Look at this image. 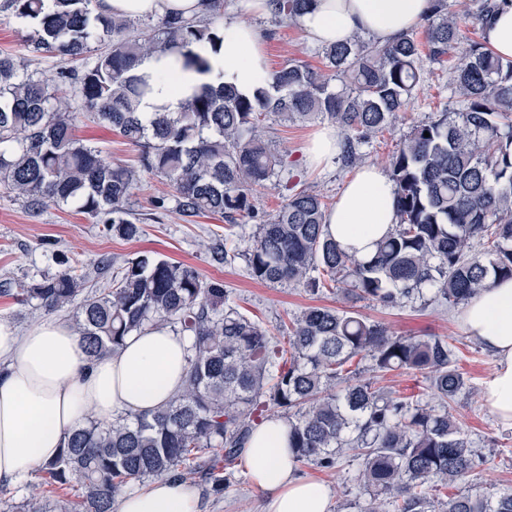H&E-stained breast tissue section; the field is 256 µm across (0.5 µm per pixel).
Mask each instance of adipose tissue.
<instances>
[{
	"instance_id": "adipose-tissue-1",
	"label": "adipose tissue",
	"mask_w": 512,
	"mask_h": 512,
	"mask_svg": "<svg viewBox=\"0 0 512 512\" xmlns=\"http://www.w3.org/2000/svg\"><path fill=\"white\" fill-rule=\"evenodd\" d=\"M241 17L224 21V40L195 43L201 70L183 66L180 53L156 51L137 70L151 94L143 112H177L202 86H234L250 95L268 87L271 72L263 42L250 17L270 14L269 0H239ZM430 0H312L297 18L318 46L364 33L384 42L418 26ZM97 13L131 19L167 15L199 18L203 0H97ZM394 188L387 173L363 165L325 217L328 232L347 253L371 257L376 242L395 224ZM461 321L494 357L482 399L496 416L512 423V279L497 280L465 305ZM186 338L166 327L127 336L114 353L87 356L69 323L48 317L20 334L0 320V484L29 483L36 470L56 456L66 436L88 419L110 422L165 404L183 387ZM241 459L252 485L264 493L266 512H330V490L314 477L296 474L288 429L271 419L254 429ZM200 492L189 482L160 479L116 498L117 512H200Z\"/></svg>"
}]
</instances>
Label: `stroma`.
<instances>
[{"mask_svg":"<svg viewBox=\"0 0 512 512\" xmlns=\"http://www.w3.org/2000/svg\"><path fill=\"white\" fill-rule=\"evenodd\" d=\"M263 39L271 70H278L290 60H300L320 69L324 61L319 48L311 44L297 24L275 23L271 18L255 21ZM27 28L0 0V54L11 55L28 70L46 79H55L65 61L53 55L33 56L26 48ZM450 70L438 64L425 63L423 79L407 109L389 131L378 135L366 148L364 160L388 167L389 159L412 125L425 121L435 113L452 108ZM323 126L315 120L288 127L272 125L270 136L274 148L286 167L280 178L272 179L253 192L256 210L264 217L273 216L293 193L311 190L323 196L327 205H334L354 168L334 159L318 170L308 169L304 148L314 132ZM76 134L98 146L105 156L115 161H132L136 152L122 136L89 117L81 118ZM170 188L160 178L143 176L133 197V209L143 220L134 237L113 235L108 224H94L71 208L48 206L39 216L28 213L21 199L0 188V283H10L13 292L0 294V320L9 322L19 332H26L45 318L44 310L32 309L23 302L22 285L54 274L61 260H76L89 271L90 282H98L93 265L100 258H110L114 266L143 253L182 262L195 267L202 275L223 281L239 310L258 319L270 336L282 338L291 319L311 306L343 308L341 297L331 293L313 295L303 289L270 284L252 279L246 271L244 252L254 242V220L242 219L240 225L227 224L206 217L196 223H183L179 215L169 211L152 214L151 203L169 194ZM232 235L240 252L231 264H218L211 258L212 248ZM358 312L368 320L384 323L397 336H442L458 349L459 367L470 387L450 403L449 410L474 448L484 457L483 464L469 477L470 489L492 493L512 488V425L499 420L482 400V387L494 369V358L474 337L465 332L459 316L460 308H448L435 303L414 302L403 307H386L376 302L358 303ZM364 378L375 386L403 397L432 401L433 395L426 377L410 371L375 372L370 360L359 364ZM357 460L346 456L336 468L323 470L314 466L299 467L302 476L322 480L331 490L330 512H359L358 495L347 481ZM231 483L216 491L211 481L194 477L202 496L203 512H264L265 499L249 481L241 461L230 466ZM78 483L64 486L44 485L33 480L24 488L0 487V501L19 504L30 495L48 504L77 502Z\"/></svg>","mask_w":512,"mask_h":512,"instance_id":"1","label":"stroma"}]
</instances>
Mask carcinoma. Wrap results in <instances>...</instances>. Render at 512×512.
Returning <instances> with one entry per match:
<instances>
[{"label":"carcinoma","instance_id":"obj_1","mask_svg":"<svg viewBox=\"0 0 512 512\" xmlns=\"http://www.w3.org/2000/svg\"><path fill=\"white\" fill-rule=\"evenodd\" d=\"M96 0H8L31 27L33 53L72 62L55 85L0 56V185L28 211L68 206L126 238L138 232L130 203L141 177L171 188L152 201L187 224L206 214L229 224L254 213L252 191L278 175L282 160L266 120L334 124L342 160L360 163L359 146L389 130L421 81L423 59L453 60L460 108L414 126L391 156L397 224L359 259L326 232L320 195L302 190L257 226L247 252L249 274L312 294L333 283L350 302L398 306L431 298L459 306L502 278L512 279V60L485 40L463 41L461 17L484 28L512 0H462V13L431 0L424 41L410 30L380 43L356 33L322 48L325 69L290 61L272 72L269 87L251 96L230 85L204 87L180 112L137 111L150 85L136 74L156 50L224 40V0H208L189 22L160 18L144 31L129 19L95 11ZM271 19L296 21L310 0H272ZM67 85L82 110L117 131L137 150L134 165L114 162L78 138L80 113L59 94ZM429 136H424V133ZM226 236L213 260L238 258ZM84 267L66 264L22 288L24 301L48 312L67 309L92 359L117 350L126 336L164 324L189 340L182 391L167 405L110 424L88 420L37 469L47 484L82 488L72 512H112L114 498L134 483L197 474L221 491L229 465L269 407L283 410L289 448L300 465L336 466L344 450L359 467L352 477L367 498L360 512H435L426 484L458 489L442 512H512V488L472 493L461 487L481 457L448 410L467 387L448 340L396 336L353 310L309 307L285 341L269 335L230 302L224 282L190 265L138 255L97 288ZM367 356L372 370L427 375L439 404L386 393L352 367Z\"/></svg>","mask_w":512,"mask_h":512}]
</instances>
